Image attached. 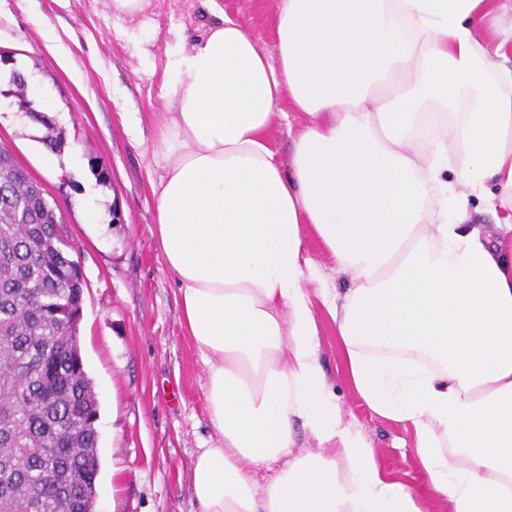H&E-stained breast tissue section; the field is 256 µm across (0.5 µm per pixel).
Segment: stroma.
I'll use <instances>...</instances> for the list:
<instances>
[{"instance_id": "35a3bbf8", "label": "stroma", "mask_w": 512, "mask_h": 512, "mask_svg": "<svg viewBox=\"0 0 512 512\" xmlns=\"http://www.w3.org/2000/svg\"><path fill=\"white\" fill-rule=\"evenodd\" d=\"M279 0H151L146 14L116 21L111 0H0V142L43 185L64 221L70 259L84 277L78 339L99 401L96 512H194L192 459L209 443L206 373L181 321L175 276L153 234L151 153L167 118L161 87L176 54L222 15L274 45ZM62 136L47 171L46 131L18 111L11 70ZM138 113V137L123 115ZM321 282L307 283L327 380L345 422L371 443L383 473L417 492L422 512H448L433 497L413 450L414 433L372 413L346 373L322 287L350 277L305 225Z\"/></svg>"}]
</instances>
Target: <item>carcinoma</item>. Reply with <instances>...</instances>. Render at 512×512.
I'll use <instances>...</instances> for the list:
<instances>
[{
    "instance_id": "obj_1",
    "label": "carcinoma",
    "mask_w": 512,
    "mask_h": 512,
    "mask_svg": "<svg viewBox=\"0 0 512 512\" xmlns=\"http://www.w3.org/2000/svg\"><path fill=\"white\" fill-rule=\"evenodd\" d=\"M19 107L61 142L25 98ZM46 190L0 145V512H94L98 400L85 371L73 316L83 275L48 208ZM84 420L73 433V417Z\"/></svg>"
}]
</instances>
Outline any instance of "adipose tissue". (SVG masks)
<instances>
[{
	"label": "adipose tissue",
	"mask_w": 512,
	"mask_h": 512,
	"mask_svg": "<svg viewBox=\"0 0 512 512\" xmlns=\"http://www.w3.org/2000/svg\"><path fill=\"white\" fill-rule=\"evenodd\" d=\"M511 57L512 0H279L273 50L226 15L177 55L152 192L217 436L195 512H422L327 382L307 224L351 277L327 310L365 405L450 512H512ZM282 108L287 112L288 117L280 112L274 113L271 126V145L277 152V157L285 163L290 154L293 137L307 124L309 118L302 112H288L286 105Z\"/></svg>",
	"instance_id": "obj_1"
}]
</instances>
